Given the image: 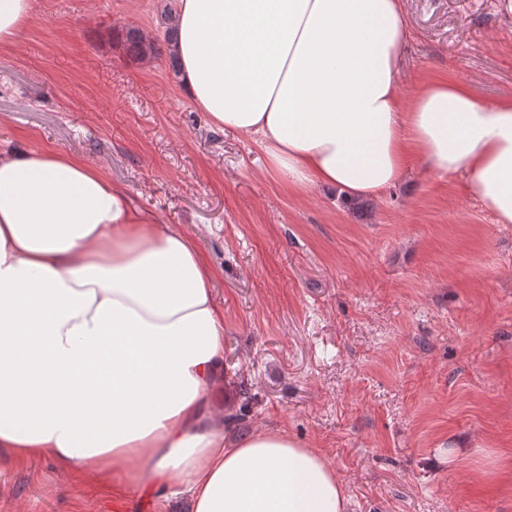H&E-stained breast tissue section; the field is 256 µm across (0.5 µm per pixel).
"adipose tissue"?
I'll return each mask as SVG.
<instances>
[{
	"mask_svg": "<svg viewBox=\"0 0 512 512\" xmlns=\"http://www.w3.org/2000/svg\"><path fill=\"white\" fill-rule=\"evenodd\" d=\"M34 0H0V44ZM181 88L294 185L378 197L419 157L512 224V100L399 93L404 0H177ZM224 310L201 253L101 168L0 150V452L49 456L190 512H349L336 471L282 430L226 436Z\"/></svg>",
	"mask_w": 512,
	"mask_h": 512,
	"instance_id": "1",
	"label": "adipose tissue"
}]
</instances>
